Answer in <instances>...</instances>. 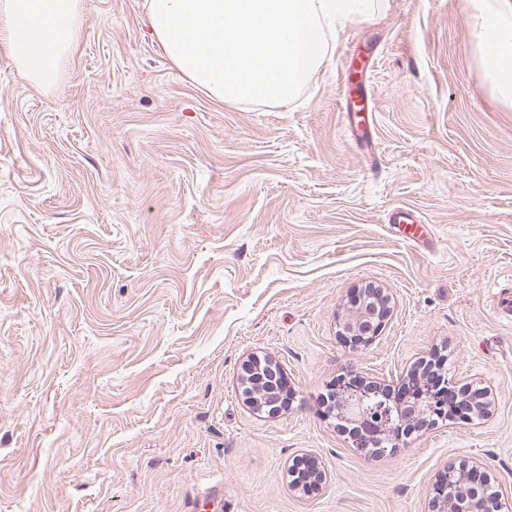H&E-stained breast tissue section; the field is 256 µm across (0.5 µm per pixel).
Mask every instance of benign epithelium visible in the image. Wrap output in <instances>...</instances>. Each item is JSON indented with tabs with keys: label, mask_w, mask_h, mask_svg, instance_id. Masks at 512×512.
Instances as JSON below:
<instances>
[{
	"label": "benign epithelium",
	"mask_w": 512,
	"mask_h": 512,
	"mask_svg": "<svg viewBox=\"0 0 512 512\" xmlns=\"http://www.w3.org/2000/svg\"><path fill=\"white\" fill-rule=\"evenodd\" d=\"M392 298L386 289L367 282L355 289L338 323V335L351 347H364L380 335L391 317ZM256 401L261 411L277 407L285 396L283 369L275 361L258 367ZM330 409L351 447L372 455L396 447L405 435L424 434L448 415L466 421L491 413L482 388L445 376L432 358L396 379L361 371L345 375L333 389ZM292 481L304 491L321 488L328 475L319 459L304 455L292 466ZM428 512H512V485L492 484L482 462L466 458L445 466L433 488Z\"/></svg>",
	"instance_id": "1"
}]
</instances>
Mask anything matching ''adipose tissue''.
Listing matches in <instances>:
<instances>
[{
	"mask_svg": "<svg viewBox=\"0 0 512 512\" xmlns=\"http://www.w3.org/2000/svg\"><path fill=\"white\" fill-rule=\"evenodd\" d=\"M352 0H147L145 24L212 101L240 108L298 99L330 63L336 33L378 12ZM482 81L512 107V0H464ZM81 0H0V53L29 82L55 85L76 52Z\"/></svg>",
	"mask_w": 512,
	"mask_h": 512,
	"instance_id": "adipose-tissue-1",
	"label": "adipose tissue"
}]
</instances>
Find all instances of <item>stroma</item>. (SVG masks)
I'll return each mask as SVG.
<instances>
[{"instance_id":"stroma-1","label":"stroma","mask_w":512,"mask_h":512,"mask_svg":"<svg viewBox=\"0 0 512 512\" xmlns=\"http://www.w3.org/2000/svg\"><path fill=\"white\" fill-rule=\"evenodd\" d=\"M384 4L275 107L208 99L145 0H83L55 86L0 54V512H428L469 455L512 484V108L463 0ZM366 282L393 313L356 350L337 319ZM428 355L491 416L350 448L329 389ZM252 358L282 365L281 412L244 399ZM305 453L330 476L310 494L288 477Z\"/></svg>"}]
</instances>
